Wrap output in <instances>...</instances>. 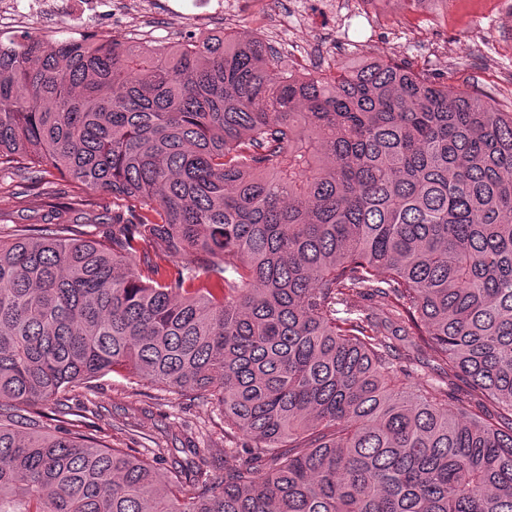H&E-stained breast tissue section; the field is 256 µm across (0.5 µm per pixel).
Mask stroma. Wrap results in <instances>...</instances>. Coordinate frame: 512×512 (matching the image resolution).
<instances>
[{"mask_svg":"<svg viewBox=\"0 0 512 512\" xmlns=\"http://www.w3.org/2000/svg\"><path fill=\"white\" fill-rule=\"evenodd\" d=\"M278 3L224 0L231 16L226 27L262 36L290 67L308 66L314 55L327 66L368 55L404 61L448 85L467 84L499 101L512 100V6L503 0H448L444 12L388 0L380 16L367 12L359 0H300L295 14ZM204 9V0H152L154 37L166 43L184 40ZM80 214L100 235L112 232L108 218H132L129 208L113 204L111 197L85 194L55 174L36 187L16 176L0 178V225L67 224ZM88 400L104 405L98 424L114 439L133 431L145 446L189 434L200 448L222 441L224 453L210 459L211 471L219 476L242 460L237 440L222 437L216 414L205 402L178 401L150 387L135 390L117 374L90 398H75L73 411L81 412Z\"/></svg>","mask_w":512,"mask_h":512,"instance_id":"35a3bbf8","label":"stroma"}]
</instances>
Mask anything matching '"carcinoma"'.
I'll use <instances>...</instances> for the list:
<instances>
[{
    "label": "carcinoma",
    "mask_w": 512,
    "mask_h": 512,
    "mask_svg": "<svg viewBox=\"0 0 512 512\" xmlns=\"http://www.w3.org/2000/svg\"><path fill=\"white\" fill-rule=\"evenodd\" d=\"M48 166L139 209L0 232V512H512V109L227 30L0 42V172ZM119 371L244 461L83 432Z\"/></svg>",
    "instance_id": "cac0c4a2"
}]
</instances>
